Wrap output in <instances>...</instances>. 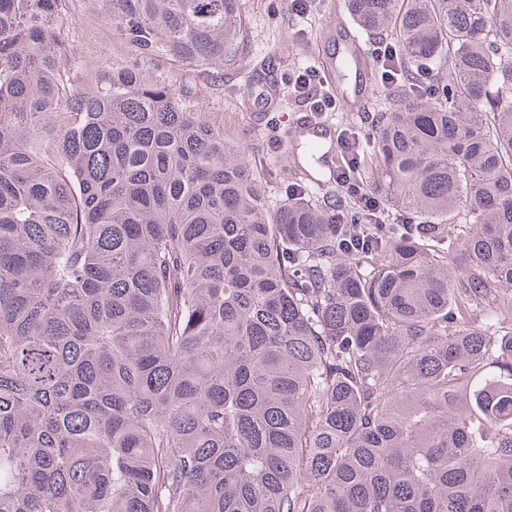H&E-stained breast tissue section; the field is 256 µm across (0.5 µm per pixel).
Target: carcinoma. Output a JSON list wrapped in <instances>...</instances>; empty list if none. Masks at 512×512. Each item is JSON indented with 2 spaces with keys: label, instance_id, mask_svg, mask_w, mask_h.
Wrapping results in <instances>:
<instances>
[{
  "label": "carcinoma",
  "instance_id": "1",
  "mask_svg": "<svg viewBox=\"0 0 512 512\" xmlns=\"http://www.w3.org/2000/svg\"><path fill=\"white\" fill-rule=\"evenodd\" d=\"M77 2L0 0V512H512V0H346L455 77L359 154L397 235L177 96L241 0H106L103 69ZM85 12L77 20L79 38L75 42V52L89 67H106L112 64L117 47L115 39L107 33L103 5L96 1L84 4Z\"/></svg>",
  "mask_w": 512,
  "mask_h": 512
}]
</instances>
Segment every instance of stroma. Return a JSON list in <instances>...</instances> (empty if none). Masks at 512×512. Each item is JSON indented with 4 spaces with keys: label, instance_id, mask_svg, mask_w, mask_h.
<instances>
[{
    "label": "stroma",
    "instance_id": "1",
    "mask_svg": "<svg viewBox=\"0 0 512 512\" xmlns=\"http://www.w3.org/2000/svg\"><path fill=\"white\" fill-rule=\"evenodd\" d=\"M244 37L239 65L225 69L223 87L206 90L199 79L186 75L176 84L180 97L196 111L224 128L225 137L239 146L253 167L271 207H279L303 176L326 181L327 161L311 156L304 139L294 134L293 119L307 109L305 97L287 91L297 71L319 68L329 59L342 60L346 39L336 31V0H314L310 10L293 12L289 0H241ZM75 52L87 66L111 65L116 41L106 32L101 0H86L77 21ZM336 106L324 112L338 136H356L369 143L382 112L393 96L379 74L365 76L354 68L336 69ZM368 89L364 111L352 109L354 89ZM337 186L310 189L311 197L337 194Z\"/></svg>",
    "mask_w": 512,
    "mask_h": 512
}]
</instances>
